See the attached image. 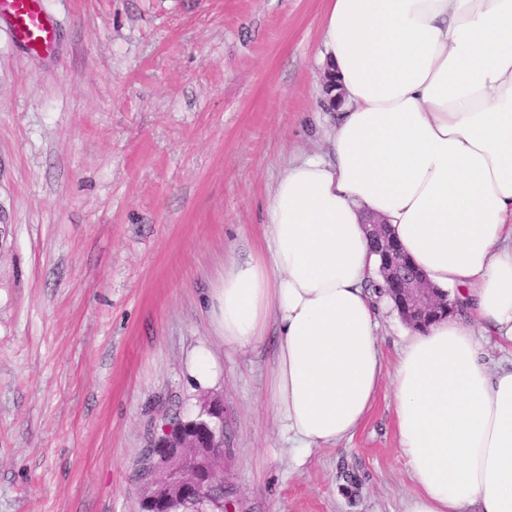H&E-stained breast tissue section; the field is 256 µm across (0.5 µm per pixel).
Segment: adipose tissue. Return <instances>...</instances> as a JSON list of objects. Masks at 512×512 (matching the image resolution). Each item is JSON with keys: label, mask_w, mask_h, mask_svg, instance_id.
<instances>
[{"label": "adipose tissue", "mask_w": 512, "mask_h": 512, "mask_svg": "<svg viewBox=\"0 0 512 512\" xmlns=\"http://www.w3.org/2000/svg\"><path fill=\"white\" fill-rule=\"evenodd\" d=\"M320 58L343 102L331 159L291 167L268 250L224 267L225 347L277 332L268 393L295 466L353 436L385 372L364 224L391 231L456 312L408 333L394 422L404 512H512V0H328Z\"/></svg>", "instance_id": "ef3b65f1"}]
</instances>
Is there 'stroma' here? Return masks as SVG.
<instances>
[{
	"label": "stroma",
	"mask_w": 512,
	"mask_h": 512,
	"mask_svg": "<svg viewBox=\"0 0 512 512\" xmlns=\"http://www.w3.org/2000/svg\"><path fill=\"white\" fill-rule=\"evenodd\" d=\"M46 6L53 57L0 30V512H141L145 448L206 397L235 512H403L390 379L294 467L268 350L225 349L209 314L225 261L265 248L276 182L329 154L325 0ZM189 370L198 385L207 386L217 374V364L208 350L200 349L193 355Z\"/></svg>",
	"instance_id": "35a3bbf8"
}]
</instances>
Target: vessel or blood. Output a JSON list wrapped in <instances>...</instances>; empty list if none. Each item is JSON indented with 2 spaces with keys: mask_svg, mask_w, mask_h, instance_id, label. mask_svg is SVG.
<instances>
[{
  "mask_svg": "<svg viewBox=\"0 0 512 512\" xmlns=\"http://www.w3.org/2000/svg\"><path fill=\"white\" fill-rule=\"evenodd\" d=\"M9 23L12 40L28 54H51L58 41V25L45 0H0V18Z\"/></svg>",
  "mask_w": 512,
  "mask_h": 512,
  "instance_id": "b4317fda",
  "label": "vessel or blood"
}]
</instances>
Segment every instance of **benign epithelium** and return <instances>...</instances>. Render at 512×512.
<instances>
[{
  "label": "benign epithelium",
  "instance_id": "1",
  "mask_svg": "<svg viewBox=\"0 0 512 512\" xmlns=\"http://www.w3.org/2000/svg\"><path fill=\"white\" fill-rule=\"evenodd\" d=\"M368 240L381 259L387 291L403 320L420 329L455 311L425 277L412 269L389 225L373 220L365 225ZM207 417L174 422L146 450L137 481L142 512H181L189 500H202L225 485L224 417L220 404L210 405Z\"/></svg>",
  "mask_w": 512,
  "mask_h": 512
}]
</instances>
